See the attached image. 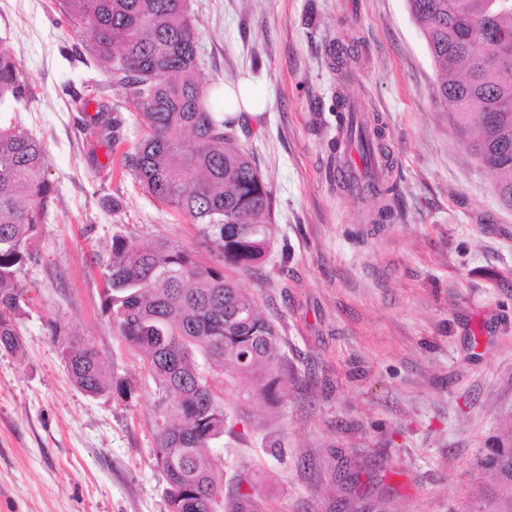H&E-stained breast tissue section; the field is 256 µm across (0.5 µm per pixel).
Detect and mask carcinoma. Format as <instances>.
Wrapping results in <instances>:
<instances>
[{"instance_id":"carcinoma-1","label":"carcinoma","mask_w":512,"mask_h":512,"mask_svg":"<svg viewBox=\"0 0 512 512\" xmlns=\"http://www.w3.org/2000/svg\"><path fill=\"white\" fill-rule=\"evenodd\" d=\"M424 36L438 79L437 100L470 152L494 178L499 199L512 207V4L495 0H406ZM62 10L89 38L95 59L139 112L143 135L123 147L110 120L95 123L112 139L120 169L146 194L197 226L199 245L216 263L170 242L142 245L116 234L103 272V312L115 335L144 356L148 376L162 392L157 447L168 481V512H270L259 473L247 466L250 490L241 492L209 452L235 434L246 416L229 415L213 375L234 369L237 395L280 403L297 376L288 369L280 330L260 310L255 294L227 274L256 273L274 241L272 191L233 125L212 100L216 87L200 79L197 32L189 0H62ZM27 81L0 51V113L28 97ZM379 118L357 129L364 157L388 156ZM394 187L373 190L368 223L392 219ZM55 187L45 149L27 131L0 121V350L18 352L17 322L29 307L18 274L36 260L35 244ZM51 336L71 382L89 396L133 392L109 379L99 352L58 319ZM481 467L496 487H478L477 512H512V439L486 450Z\"/></svg>"}]
</instances>
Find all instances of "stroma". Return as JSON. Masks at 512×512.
Here are the masks:
<instances>
[{
	"instance_id": "1",
	"label": "stroma",
	"mask_w": 512,
	"mask_h": 512,
	"mask_svg": "<svg viewBox=\"0 0 512 512\" xmlns=\"http://www.w3.org/2000/svg\"><path fill=\"white\" fill-rule=\"evenodd\" d=\"M60 0H0V50L31 98L13 120L46 149L56 188L19 275L33 303L23 349L0 351V512H167L154 456L159 393L139 352L102 310L114 234L196 247L185 217L112 170L96 112L142 131ZM200 77L265 87L266 112L234 129L272 191L275 248L242 277L279 325L300 379L211 456L226 475L261 470L273 512H340L386 495L394 512H472L480 460L512 432V208L433 95L437 76L406 0H190ZM379 117L397 180L393 218L370 225L330 176L337 93ZM57 318L90 341L131 395L75 387L53 340Z\"/></svg>"
}]
</instances>
